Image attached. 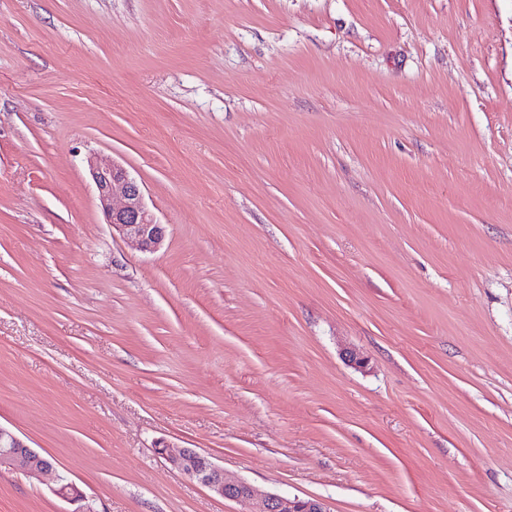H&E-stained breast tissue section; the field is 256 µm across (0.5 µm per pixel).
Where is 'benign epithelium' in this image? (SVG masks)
I'll return each mask as SVG.
<instances>
[{
    "label": "benign epithelium",
    "mask_w": 512,
    "mask_h": 512,
    "mask_svg": "<svg viewBox=\"0 0 512 512\" xmlns=\"http://www.w3.org/2000/svg\"><path fill=\"white\" fill-rule=\"evenodd\" d=\"M88 168L100 206L112 229L134 242L142 251L157 250L165 239L166 226L158 223L147 208L137 179L123 166L98 156L88 159ZM156 449L178 475L201 484L214 495L227 500L256 501L254 512H329L318 499L262 494L245 481H229L210 456L194 448H174L160 441ZM2 466L30 477H39L53 470V463L43 454L0 426Z\"/></svg>",
    "instance_id": "obj_1"
}]
</instances>
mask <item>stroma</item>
<instances>
[{
  "instance_id": "stroma-1",
  "label": "stroma",
  "mask_w": 512,
  "mask_h": 512,
  "mask_svg": "<svg viewBox=\"0 0 512 512\" xmlns=\"http://www.w3.org/2000/svg\"><path fill=\"white\" fill-rule=\"evenodd\" d=\"M0 426L56 467L0 512H253L161 439L329 512H512V0H0ZM88 168L108 224L142 251L154 252L163 243L166 226L147 208L140 183L123 166L98 156Z\"/></svg>"
}]
</instances>
